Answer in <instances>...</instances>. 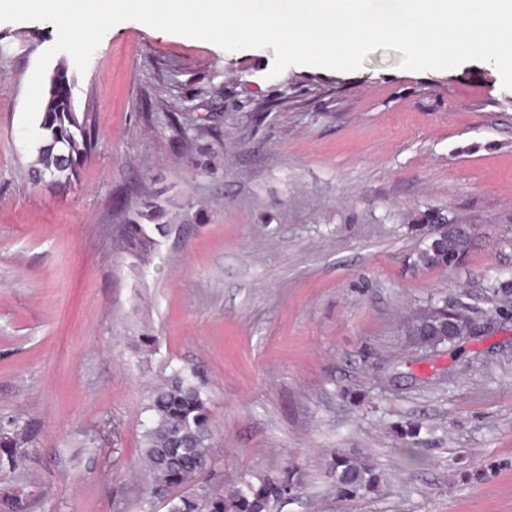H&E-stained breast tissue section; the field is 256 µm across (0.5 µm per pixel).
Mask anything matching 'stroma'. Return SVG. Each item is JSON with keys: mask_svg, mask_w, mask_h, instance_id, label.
<instances>
[{"mask_svg": "<svg viewBox=\"0 0 512 512\" xmlns=\"http://www.w3.org/2000/svg\"><path fill=\"white\" fill-rule=\"evenodd\" d=\"M57 31L0 21V414L37 427L0 472L26 512H142L143 398L165 366L198 368L225 486L297 463L276 512H512V89L469 60L401 68L294 65L136 20L86 70L66 65L92 152L70 185L32 184L21 116ZM156 199L171 233L143 272L117 250L127 212ZM433 210L474 228L453 268L418 263ZM460 302L474 335L433 351L403 320ZM156 336L138 358L133 336ZM419 427L408 459L402 433ZM383 474L336 486V453Z\"/></svg>", "mask_w": 512, "mask_h": 512, "instance_id": "1", "label": "stroma"}]
</instances>
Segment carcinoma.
<instances>
[{"label":"carcinoma","mask_w":512,"mask_h":512,"mask_svg":"<svg viewBox=\"0 0 512 512\" xmlns=\"http://www.w3.org/2000/svg\"><path fill=\"white\" fill-rule=\"evenodd\" d=\"M39 147L28 168L29 178L41 182L78 175L92 145L88 118L74 108L72 80L68 70L54 71L45 96L39 124ZM166 211L153 199L127 218L121 228L122 252L140 267L149 263L160 238L171 225ZM438 212L428 211L420 221L435 228L418 253L425 268H446L460 264L472 246L458 224H438ZM502 298L500 311H512V279L493 286ZM461 308L448 309V301L432 304L412 315L407 331L418 347L452 345L462 323ZM146 419L142 423L140 465L144 470L145 502L160 499L167 512H272L281 500L293 494L300 484L299 471L284 467L274 475L253 482L241 478L238 485L224 489L204 482L215 476L213 420L209 397L196 368L175 367L163 373L144 397ZM35 432L32 422L18 415H0V471L15 472L23 467ZM339 491L349 497L374 490L379 477L374 469L354 456L336 454L333 462ZM18 489L0 488V512H24Z\"/></svg>","instance_id":"carcinoma-1"}]
</instances>
